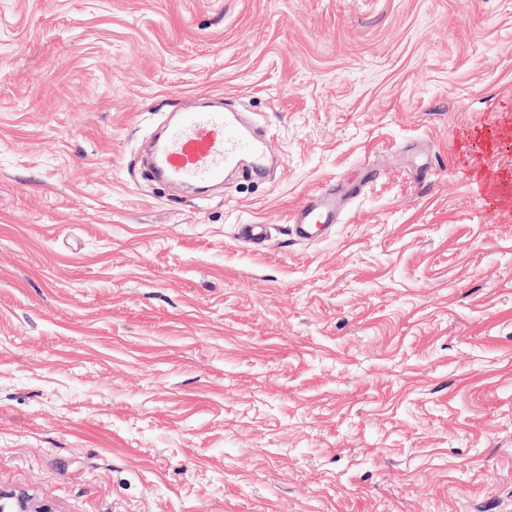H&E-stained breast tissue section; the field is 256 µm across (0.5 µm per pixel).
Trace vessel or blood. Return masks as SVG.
<instances>
[{
    "instance_id": "vessel-or-blood-1",
    "label": "vessel or blood",
    "mask_w": 512,
    "mask_h": 512,
    "mask_svg": "<svg viewBox=\"0 0 512 512\" xmlns=\"http://www.w3.org/2000/svg\"><path fill=\"white\" fill-rule=\"evenodd\" d=\"M266 139L239 114L220 106L190 108L169 122L157 138L155 171L188 185L220 184L228 171L265 172ZM336 221V196L317 190L292 215L291 230L303 242L321 237Z\"/></svg>"
}]
</instances>
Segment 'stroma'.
<instances>
[{"label":"stroma","mask_w":512,"mask_h":512,"mask_svg":"<svg viewBox=\"0 0 512 512\" xmlns=\"http://www.w3.org/2000/svg\"><path fill=\"white\" fill-rule=\"evenodd\" d=\"M216 96L279 167L208 197L154 181L157 124ZM488 177L512 185V0H0V490L512 512ZM322 186L357 194L299 242ZM336 209L334 193L324 190L312 192L292 215V233L300 241H316L329 224H336Z\"/></svg>","instance_id":"35a3bbf8"}]
</instances>
